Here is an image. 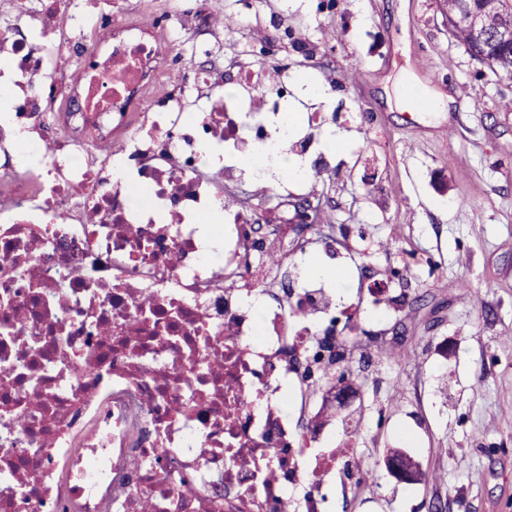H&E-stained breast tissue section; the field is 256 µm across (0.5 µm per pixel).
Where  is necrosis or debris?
<instances>
[{"label": "necrosis or debris", "instance_id": "4bbe7bcc", "mask_svg": "<svg viewBox=\"0 0 512 512\" xmlns=\"http://www.w3.org/2000/svg\"><path fill=\"white\" fill-rule=\"evenodd\" d=\"M140 10H0V512H283L293 494L335 512L299 374L326 357L313 329L336 299L303 281L302 323L270 295L261 255L287 247L288 212L257 236L224 190L241 168L208 159L318 146L282 129L290 83L228 92L187 67L157 95L173 45ZM15 128L54 153L20 161Z\"/></svg>", "mask_w": 512, "mask_h": 512}]
</instances>
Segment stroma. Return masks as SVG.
Wrapping results in <instances>:
<instances>
[{"mask_svg": "<svg viewBox=\"0 0 512 512\" xmlns=\"http://www.w3.org/2000/svg\"><path fill=\"white\" fill-rule=\"evenodd\" d=\"M202 2L219 39L180 46L186 62L233 82L238 42L257 48L277 31L263 75L303 73L330 90L293 107L342 132L336 169L306 157L303 189L279 198H310L336 227L333 240L312 228L288 246L344 274L337 345L398 324L413 339L406 361L349 349L369 407L355 460L373 479L337 485L336 512H512V79L455 42L436 0ZM422 90L448 109L414 111ZM384 281L385 302L370 309L368 288ZM392 447L441 483L391 477Z\"/></svg>", "mask_w": 512, "mask_h": 512, "instance_id": "obj_1", "label": "stroma"}]
</instances>
